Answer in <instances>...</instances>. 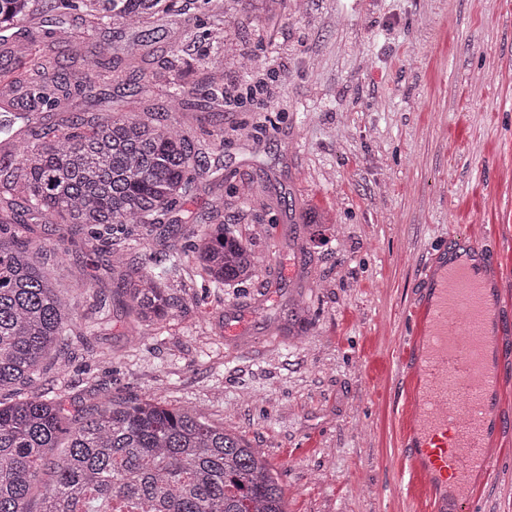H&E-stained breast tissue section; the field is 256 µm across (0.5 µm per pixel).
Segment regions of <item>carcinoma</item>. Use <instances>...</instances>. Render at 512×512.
<instances>
[{
    "label": "carcinoma",
    "instance_id": "obj_1",
    "mask_svg": "<svg viewBox=\"0 0 512 512\" xmlns=\"http://www.w3.org/2000/svg\"><path fill=\"white\" fill-rule=\"evenodd\" d=\"M178 0H0V29L25 27L44 11L81 12L97 26L134 32L126 45L102 42L81 60L74 86L86 97L119 78L111 56L136 69L154 39L149 20L177 9ZM209 48L224 42V20L212 15ZM161 85L172 121L154 107ZM224 100V68L176 53L160 77L135 83L129 95L142 115L131 117L99 99L94 120L36 78L23 86L25 111L0 114V512H286L282 489L260 449L224 430L199 408H175L154 397L103 395L96 411L75 415L66 396L11 398L39 374L55 348L95 333L74 328L71 299L30 257L32 224L81 231L105 248L124 315L157 325L172 314L163 282L180 276L182 256L203 282L222 288L251 279L257 259L225 224H207L181 249L144 254L135 265L112 239L147 236L178 222L197 178L219 176L224 133L194 136L202 118L199 87Z\"/></svg>",
    "mask_w": 512,
    "mask_h": 512
}]
</instances>
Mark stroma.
Returning <instances> with one entry per match:
<instances>
[{"label":"stroma","mask_w":512,"mask_h":512,"mask_svg":"<svg viewBox=\"0 0 512 512\" xmlns=\"http://www.w3.org/2000/svg\"><path fill=\"white\" fill-rule=\"evenodd\" d=\"M228 32L218 59L226 105L224 180L201 179L172 230L126 241L132 257L183 244L224 197L218 222L257 257L255 277L204 287L192 258L170 284L162 329L130 326L112 304L106 257L84 235L32 237L37 265L71 287L77 323L107 315L95 352L68 348L28 394L67 391L74 412L104 392L198 407L261 449L288 512H459L420 477L406 447L420 376L400 348L424 312L443 245H478L493 285L495 424L485 452L512 459V0H215ZM201 13L182 0L155 19L145 69L197 51ZM65 26L56 80L75 52L123 41L80 14ZM256 60L250 74L240 55ZM267 85V106L241 103ZM486 512H512V469L477 474Z\"/></svg>","instance_id":"obj_1"}]
</instances>
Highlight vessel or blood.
Returning a JSON list of instances; mask_svg holds the SVG:
<instances>
[{
  "label": "vessel or blood",
  "instance_id": "obj_1",
  "mask_svg": "<svg viewBox=\"0 0 512 512\" xmlns=\"http://www.w3.org/2000/svg\"><path fill=\"white\" fill-rule=\"evenodd\" d=\"M485 311L483 288L464 260L444 276L427 321L413 316L403 324L407 349L421 329L429 331L421 357L420 404L413 415L418 446L412 457L429 480L452 482L457 498L472 502V512H483V504L472 498L471 477L491 468L484 445L493 372L476 358L487 340L477 323Z\"/></svg>",
  "mask_w": 512,
  "mask_h": 512
}]
</instances>
